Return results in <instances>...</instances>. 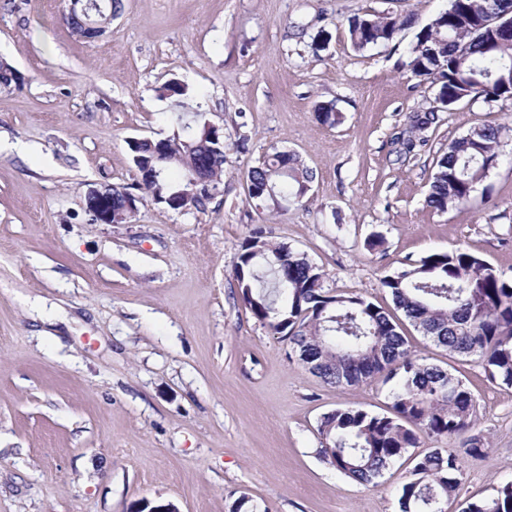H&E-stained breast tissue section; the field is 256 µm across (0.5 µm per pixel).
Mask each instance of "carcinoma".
<instances>
[{"instance_id": "1", "label": "carcinoma", "mask_w": 512, "mask_h": 512, "mask_svg": "<svg viewBox=\"0 0 512 512\" xmlns=\"http://www.w3.org/2000/svg\"><path fill=\"white\" fill-rule=\"evenodd\" d=\"M504 0H449L416 35L409 68L414 76L440 84L436 101L453 105L465 99L487 104L512 99V39L500 33ZM415 23L411 14H365L349 20L352 46L363 51L387 43ZM161 96L185 99L189 87L167 82ZM316 119L330 127L341 121L333 102L316 107ZM437 110L409 116V135L401 138L411 154L424 140L415 133L431 128ZM163 139L128 141L137 186L155 203L182 211L203 207L209 196L188 201L183 192L190 170L216 189L224 183L223 131L202 119ZM505 128L484 124L453 139L434 163L426 202L439 212L472 204L475 186L497 163ZM313 179L298 159L276 151L248 175V197L303 199ZM112 212L127 211L138 197L123 186H106ZM233 275L251 314L288 342L300 364L336 388L367 380L398 379L391 412L375 414L359 406L336 408L318 422L319 454L344 476L377 487L391 464L417 448L424 438L454 441L470 426L475 398L450 370L426 363L409 349L399 323L384 308L359 295L324 286V273L309 256L255 232L239 250ZM395 309L422 335L451 356L475 358L488 379L512 386V278L459 248L432 253L385 277ZM462 467L459 455L437 448L421 457L399 489V512H449L457 498ZM462 512H512V482Z\"/></svg>"}]
</instances>
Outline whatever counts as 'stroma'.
I'll use <instances>...</instances> for the list:
<instances>
[{
	"label": "stroma",
	"instance_id": "stroma-1",
	"mask_svg": "<svg viewBox=\"0 0 512 512\" xmlns=\"http://www.w3.org/2000/svg\"><path fill=\"white\" fill-rule=\"evenodd\" d=\"M446 0H122L95 41L71 36L67 0H0V512H399L413 466L372 488L318 455L317 422L351 404L385 414L390 385L336 389L288 355L239 298L233 268L262 231L304 251L325 285L393 310L382 279L458 248L512 277V136L474 202H425L436 157L512 101L463 100L420 150L394 138L438 84L408 50ZM411 13L386 45L354 50L351 17ZM223 129L224 183L205 210L143 199L127 224L93 221L89 189L135 184L127 145L173 133L170 79ZM335 102L339 124L318 104ZM291 152L315 178L302 201L248 197L249 171ZM400 326L413 353L463 378L472 432L460 500L512 481V387Z\"/></svg>",
	"mask_w": 512,
	"mask_h": 512
}]
</instances>
